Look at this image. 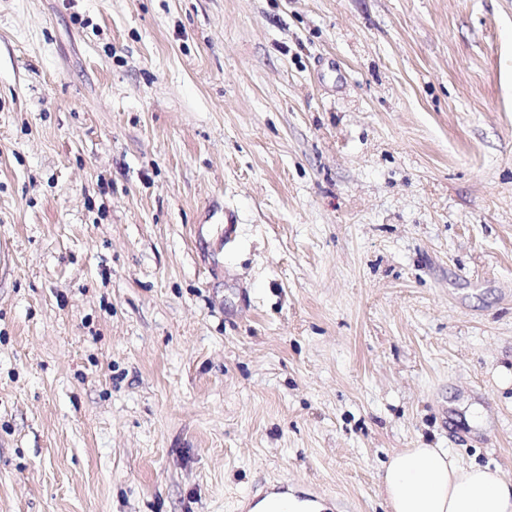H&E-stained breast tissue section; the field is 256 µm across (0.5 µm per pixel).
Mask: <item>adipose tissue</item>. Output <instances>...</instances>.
Returning <instances> with one entry per match:
<instances>
[{
	"mask_svg": "<svg viewBox=\"0 0 512 512\" xmlns=\"http://www.w3.org/2000/svg\"><path fill=\"white\" fill-rule=\"evenodd\" d=\"M390 512H512V481L447 448H405L381 474Z\"/></svg>",
	"mask_w": 512,
	"mask_h": 512,
	"instance_id": "obj_1",
	"label": "adipose tissue"
}]
</instances>
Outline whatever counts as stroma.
Returning a JSON list of instances; mask_svg holds the SVG:
<instances>
[{
	"label": "stroma",
	"mask_w": 512,
	"mask_h": 512,
	"mask_svg": "<svg viewBox=\"0 0 512 512\" xmlns=\"http://www.w3.org/2000/svg\"><path fill=\"white\" fill-rule=\"evenodd\" d=\"M501 366L512 0H0V512L512 480ZM390 512H512V481L449 448H404L381 473Z\"/></svg>",
	"instance_id": "35a3bbf8"
}]
</instances>
